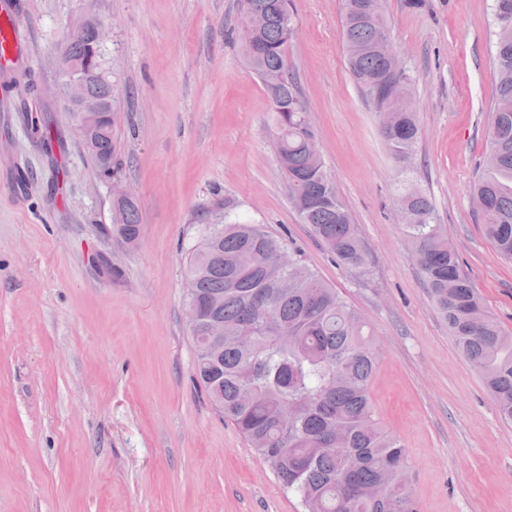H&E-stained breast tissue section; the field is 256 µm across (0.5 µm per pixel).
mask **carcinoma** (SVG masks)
I'll return each instance as SVG.
<instances>
[{"mask_svg":"<svg viewBox=\"0 0 512 512\" xmlns=\"http://www.w3.org/2000/svg\"><path fill=\"white\" fill-rule=\"evenodd\" d=\"M239 16L258 12L266 23L235 38L266 85L277 127L275 154L301 221L336 260L358 270L367 263L361 239L334 182L327 174L307 105L288 55L295 33L291 0H237ZM497 25L492 55L496 94L487 152L473 187L487 237L512 259V0H493ZM340 26L349 71L379 120V132L396 159L407 162L420 137L416 112H396L377 98L376 85L409 93L411 77L398 63L383 0H340ZM66 58L105 62L106 52L84 35L60 45ZM89 93L110 95L100 70L88 72ZM99 153L114 175L115 111ZM124 223L112 235L136 243L142 224L135 201L119 203ZM397 211L411 251L420 260L433 306L448 322L462 356L480 373L500 418L512 422V334L489 313L443 225L434 221L431 199L420 191L401 194ZM185 275L197 283L196 302L205 318L190 321L195 346L194 379L224 418L231 421L304 512H419L403 474L406 449L373 414L369 387L376 353L365 322L336 289L326 285L284 241L260 224L235 217L224 203L220 223L208 224L192 249ZM224 322V341L214 350L207 318Z\"/></svg>","mask_w":512,"mask_h":512,"instance_id":"obj_1","label":"carcinoma"}]
</instances>
